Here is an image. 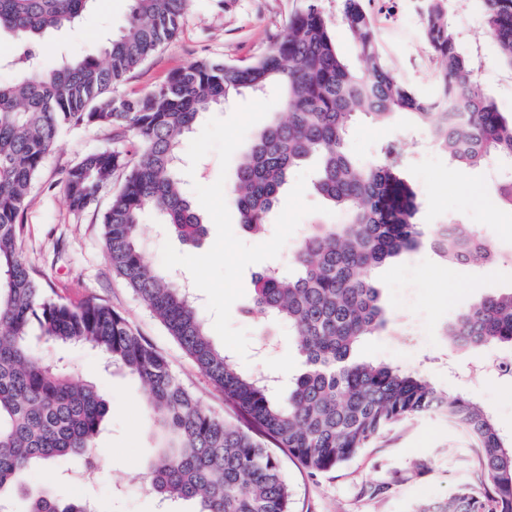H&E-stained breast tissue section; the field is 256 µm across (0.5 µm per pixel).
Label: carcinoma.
<instances>
[{
	"label": "carcinoma",
	"mask_w": 512,
	"mask_h": 512,
	"mask_svg": "<svg viewBox=\"0 0 512 512\" xmlns=\"http://www.w3.org/2000/svg\"><path fill=\"white\" fill-rule=\"evenodd\" d=\"M99 0H0V39L15 52L16 71L0 81V512H92L85 496L60 485L90 486L107 468L98 451L110 407L99 388L76 381L64 361L42 354L32 325L54 345L89 346L106 365L134 375L147 390L142 413L160 444L143 461L146 488L162 504L194 502L197 512H291V492L278 458L282 448L311 474L356 457L386 430L420 415L440 414L467 440L476 480L423 512H512V440L471 398L445 396L418 374L355 357L358 345L386 324L371 273L416 250L415 189L401 175L397 140L369 161L353 157L347 137L366 117L378 123L411 115L431 147L459 166L512 165V118H506L461 53L449 0H420L422 38L437 64L426 92L398 80L384 57L366 0H337L336 19L320 0H305L282 34L246 65L201 60L173 72L137 97L116 94L125 77L154 57L182 27L189 0H130L123 30L92 55L39 64L45 33L75 26ZM486 33L512 69V0H483ZM351 35L356 61L345 58L332 23ZM278 85L286 118L252 136L236 167L232 202L248 232L266 231L293 169L311 163L317 192L339 214L312 225L291 255L293 273L267 267L252 276L242 312L297 336L303 370L277 388L269 375L240 367L214 342L189 289L164 267L146 263L145 214L188 244L206 233L201 204L178 174L183 137L200 116L245 91ZM434 102L456 113L448 122ZM121 129L136 139L133 158L121 151L85 154L65 170L68 207L90 206L119 168L121 188L103 216V242L122 277L178 342L198 370L224 393L235 420L204 409L173 374L167 359L118 311L93 298L74 306L33 278L19 243V218L40 169L67 126ZM512 208V175L493 186ZM438 232L436 253L449 264L494 261L483 240L454 224ZM470 241L463 257L457 239ZM443 333L462 348L512 347V291L487 295L464 309Z\"/></svg>",
	"instance_id": "1"
}]
</instances>
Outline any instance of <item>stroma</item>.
Returning a JSON list of instances; mask_svg holds the SVG:
<instances>
[{
    "instance_id": "35a3bbf8",
    "label": "stroma",
    "mask_w": 512,
    "mask_h": 512,
    "mask_svg": "<svg viewBox=\"0 0 512 512\" xmlns=\"http://www.w3.org/2000/svg\"><path fill=\"white\" fill-rule=\"evenodd\" d=\"M129 5V0H102L77 31L48 39L44 63H54L62 53L100 55L107 37L125 25ZM301 5L302 0H192L178 36L131 73L118 91L144 94L173 69L202 59L249 62L270 46ZM371 6L396 78L429 90L434 63L421 39L417 0H372ZM451 9L461 52L480 58V83L499 111L512 115V69L499 62L484 33L481 0H453ZM388 139L400 140L404 149L403 175L419 194L418 221L425 241L376 271L389 323L365 338L359 355L417 372L447 395L473 396L511 438L512 376L486 364L496 355L512 357V348L462 350L443 336L442 327L482 296L512 290V210L498 204L489 190L492 169L457 167L439 152L418 148L420 136L406 115H397L388 125L359 118L348 149L367 160ZM113 149L133 152V137L118 138L112 129L97 126L60 132L21 217L22 253L35 278L53 289L56 298L76 304L93 297L111 305L168 359L172 372L204 409L232 417L223 394L112 272L102 244V219L113 191L124 182V170L113 173L109 189L83 212H72L66 203L64 171L86 153ZM451 217L491 246L494 265H451L433 251L430 237ZM64 356L70 374L95 381L111 405L112 420L99 440L111 467L98 480L96 512H163L147 493L139 466L156 444L152 423L130 402L131 396L145 397L144 388L127 372L104 368L90 348L74 347ZM466 446L446 419L422 416L395 426L372 447L326 473L309 474L282 451L277 457L292 490V512H418L422 505L447 500L469 482Z\"/></svg>"
}]
</instances>
